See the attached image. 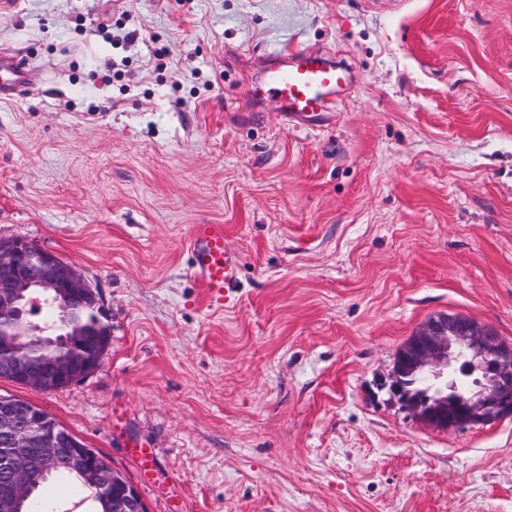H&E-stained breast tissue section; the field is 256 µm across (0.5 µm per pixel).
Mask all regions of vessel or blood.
Returning <instances> with one entry per match:
<instances>
[{
  "label": "vessel or blood",
  "instance_id": "vessel-or-blood-1",
  "mask_svg": "<svg viewBox=\"0 0 512 512\" xmlns=\"http://www.w3.org/2000/svg\"><path fill=\"white\" fill-rule=\"evenodd\" d=\"M351 68L327 53L275 49L251 84L254 101H274L290 120H309L327 112L349 89ZM192 274L209 299L220 301L240 288L239 257L224 245L220 224L193 225L189 240Z\"/></svg>",
  "mask_w": 512,
  "mask_h": 512
}]
</instances>
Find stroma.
Returning <instances> with one entry per match:
<instances>
[{"instance_id": "1", "label": "stroma", "mask_w": 512, "mask_h": 512, "mask_svg": "<svg viewBox=\"0 0 512 512\" xmlns=\"http://www.w3.org/2000/svg\"><path fill=\"white\" fill-rule=\"evenodd\" d=\"M353 70L319 122L249 85L289 34ZM0 238L100 293L43 409L149 512H512V417L443 432L380 382L432 316L512 344V0H15ZM241 259L221 303L192 225ZM155 451L144 474L132 452Z\"/></svg>"}]
</instances>
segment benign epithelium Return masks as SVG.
<instances>
[{"instance_id":"benign-epithelium-1","label":"benign epithelium","mask_w":512,"mask_h":512,"mask_svg":"<svg viewBox=\"0 0 512 512\" xmlns=\"http://www.w3.org/2000/svg\"><path fill=\"white\" fill-rule=\"evenodd\" d=\"M52 302L73 319L82 306H97L90 284L54 252L24 238H0V321L19 325V337L0 346V379L43 391L56 390L93 372L99 361L78 356L49 357L43 367L30 364L33 341L44 344L33 320ZM427 373L447 383L448 393L410 390L413 377ZM390 391L429 426L452 431L512 416V347L496 331L468 317L430 319L394 359ZM0 512H15L31 496L38 477L65 466L89 484L112 483L124 489L118 512H148L137 487L125 474L100 464V456L78 443L44 410L15 397L0 396Z\"/></svg>"}]
</instances>
